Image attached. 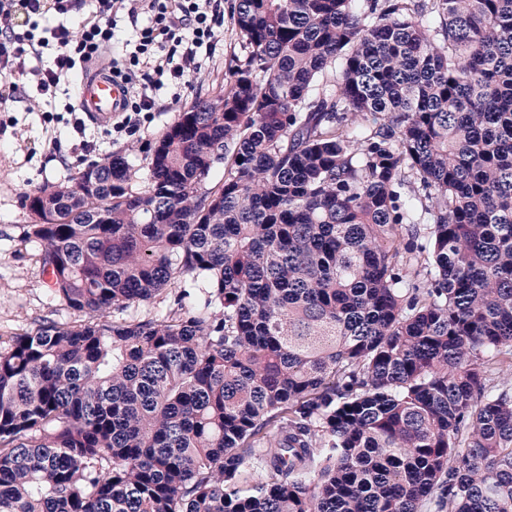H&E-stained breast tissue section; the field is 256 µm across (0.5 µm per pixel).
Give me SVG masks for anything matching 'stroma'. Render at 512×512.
Masks as SVG:
<instances>
[{"label": "stroma", "mask_w": 512, "mask_h": 512, "mask_svg": "<svg viewBox=\"0 0 512 512\" xmlns=\"http://www.w3.org/2000/svg\"><path fill=\"white\" fill-rule=\"evenodd\" d=\"M239 51L233 22L225 20L211 52L200 57L199 73L185 86L162 90L158 112L143 123L135 137L115 140L102 129L88 128V139L97 144L96 158L120 154L135 171L144 172L150 146L178 112L196 99L224 92L229 67ZM17 82L23 86V94L8 101L6 111L0 112V342L36 331L48 322L70 324L78 318L47 285L38 244L23 239V229L32 217L22 205V195L73 177L84 166V154L64 110L68 96H39L29 75L18 77Z\"/></svg>", "instance_id": "obj_1"}]
</instances>
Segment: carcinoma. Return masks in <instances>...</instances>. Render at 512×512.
Segmentation results:
<instances>
[{
	"mask_svg": "<svg viewBox=\"0 0 512 512\" xmlns=\"http://www.w3.org/2000/svg\"><path fill=\"white\" fill-rule=\"evenodd\" d=\"M232 20L229 88L143 181L111 155L23 194L84 319L0 346V512H512V0Z\"/></svg>",
	"mask_w": 512,
	"mask_h": 512,
	"instance_id": "carcinoma-1",
	"label": "carcinoma"
}]
</instances>
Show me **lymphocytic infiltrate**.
I'll use <instances>...</instances> for the list:
<instances>
[{"instance_id":"1","label":"lymphocytic infiltrate","mask_w":512,"mask_h":512,"mask_svg":"<svg viewBox=\"0 0 512 512\" xmlns=\"http://www.w3.org/2000/svg\"><path fill=\"white\" fill-rule=\"evenodd\" d=\"M74 0H0V73L32 74L38 91L53 96L79 69L101 66L130 93L112 130L135 136L143 113L156 109L154 93L163 83L181 85L200 67L201 49L210 48L223 16L219 0H88V15L73 21ZM54 13L57 23L40 27L37 19ZM146 15L127 59L111 57L117 19ZM51 55L52 66L28 70V58Z\"/></svg>"}]
</instances>
